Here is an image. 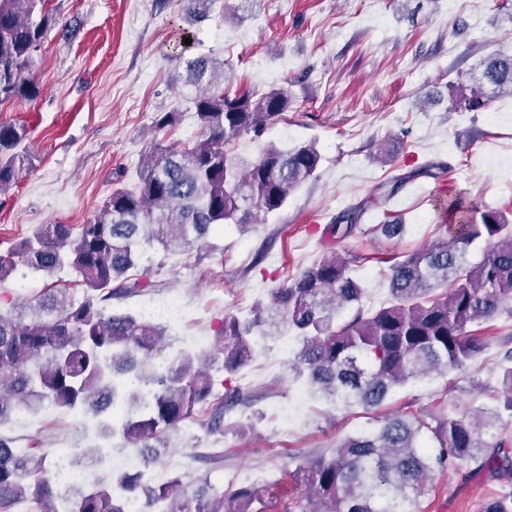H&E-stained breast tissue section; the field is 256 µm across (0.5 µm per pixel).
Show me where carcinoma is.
<instances>
[{
	"instance_id": "obj_1",
	"label": "carcinoma",
	"mask_w": 512,
	"mask_h": 512,
	"mask_svg": "<svg viewBox=\"0 0 512 512\" xmlns=\"http://www.w3.org/2000/svg\"><path fill=\"white\" fill-rule=\"evenodd\" d=\"M55 17L48 0H0V106L35 98L26 73ZM186 83L201 137L182 149L156 148L142 160L138 183L118 187L84 224H43L0 252V284L19 269L53 276L67 268L83 287L79 299L66 288H48L0 312V430L43 404L81 413L100 443L120 440L149 457L171 434L209 410L208 426L224 428V407L242 390L235 376L254 359L267 325L298 344L291 369L320 398L366 410L380 408L397 389L464 368L486 347L475 327L512 314V211L479 208L456 191L433 201L446 235L392 260L385 305L366 314V291L354 275L358 255L329 250L269 292L250 316L226 317L216 343L165 353L164 330L142 316L112 310V299L141 293L148 281L130 276L145 246H193L217 226L239 229L284 208L290 195L315 177L321 154L313 142L270 145L252 160L225 146L260 134L292 104L286 88L264 93L224 91V64L201 56L186 63ZM459 104L479 108L512 97V54L484 62L481 80L459 88ZM25 129L0 122V192L19 178L25 162ZM444 169L428 165L383 182L385 199L419 177L438 180ZM367 211L357 205L336 214L331 242L352 236ZM486 243L471 264L469 248ZM353 311L345 319L342 313ZM508 381L500 407L429 418L409 411L383 417L379 427L346 437L291 474L302 496L282 512H416L437 471L462 462L493 466L512 476V437L503 413L512 415V350L502 358ZM130 407L121 421L112 404ZM46 454L18 452L0 433V512H125L140 495L143 512H270L268 486L240 485L217 493L202 479L192 493L181 477L153 484L145 474L116 475L112 485L65 498L45 466Z\"/></svg>"
}]
</instances>
